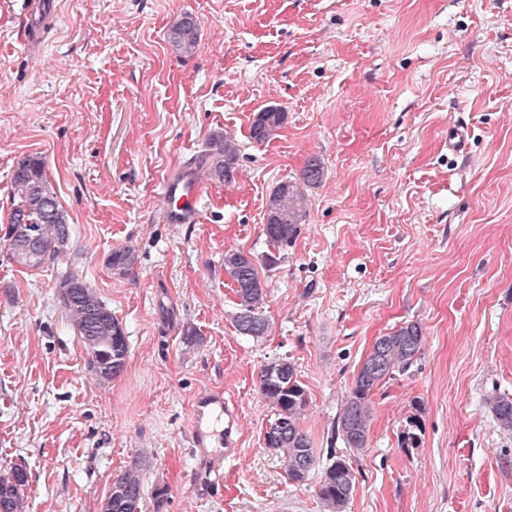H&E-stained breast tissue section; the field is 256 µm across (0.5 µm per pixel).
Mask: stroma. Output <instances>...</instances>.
Masks as SVG:
<instances>
[{
  "mask_svg": "<svg viewBox=\"0 0 512 512\" xmlns=\"http://www.w3.org/2000/svg\"><path fill=\"white\" fill-rule=\"evenodd\" d=\"M24 2L0 0V229L23 154L45 159L73 227L67 258L35 270L0 243V472L25 467L27 512H101L139 461L145 512H323L317 479L289 482L264 443L275 411L258 374L279 359L306 390L319 456L350 458L346 512H512V436L486 404L512 396V0H60L36 52ZM185 14L190 57L166 39ZM268 106L287 118L258 144ZM459 113L462 159L448 152ZM218 130L239 149L233 181L206 180L196 223H161L159 182ZM312 158L324 177L308 215L259 270L256 341L234 326L224 254L263 260L266 199ZM127 246L122 274L107 260ZM70 269L127 336L109 381L56 298ZM408 322L421 352L373 393L367 450L347 452L333 427L360 364ZM212 389L240 419L216 489L190 446L193 402ZM411 416L422 435L407 448ZM167 40L179 56H192L198 47L199 41V28L196 18L190 14L183 15L168 30ZM285 120L286 112L282 107L270 106L262 109L256 113L250 126L251 139L258 144L270 141L282 128ZM469 140L468 126L464 119L451 124L448 135V151L463 156L467 153Z\"/></svg>",
  "mask_w": 512,
  "mask_h": 512,
  "instance_id": "stroma-1",
  "label": "stroma"
}]
</instances>
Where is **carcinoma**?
Instances as JSON below:
<instances>
[{"mask_svg":"<svg viewBox=\"0 0 512 512\" xmlns=\"http://www.w3.org/2000/svg\"><path fill=\"white\" fill-rule=\"evenodd\" d=\"M167 40L181 57L192 56L199 41L198 22L191 14L183 15L167 33ZM286 112L270 106L256 113L250 126V138L262 144L282 128ZM238 160L235 140L216 132L209 136L201 163L208 176L230 182ZM323 178L321 163L308 161L299 179L280 183L266 202L263 234L275 253L264 256L263 264L276 267L280 252L295 239L299 224L309 206V188ZM13 196L17 200L4 238L6 256L13 263L31 269L55 264L65 257L72 244V227L56 192L46 175V162L38 155H23L12 174ZM133 248L114 250L108 265L123 273L135 266ZM224 272L236 285L237 330L254 339L264 337L267 320L261 313L265 296L264 282L251 253L229 250L224 253ZM57 299L77 331L89 356L90 371L101 381H109L124 367L128 354L127 338L119 321L101 300L95 288L82 276L69 272L56 281ZM423 332L415 322L405 323L377 337L363 360L334 426V434L347 448L361 451L367 446L373 419L371 394L385 379L409 368L420 353ZM259 391L275 409V419L264 439L268 448L282 452V466L293 483L302 484L315 469L317 454L301 419L307 406V394L298 380L294 364L286 359L272 361L259 373ZM488 405L497 426L512 435V397L495 394ZM356 480V472L344 457L329 456L322 468L318 497L324 512H345ZM28 475L25 468L14 466L0 473V512H25ZM144 473L136 463L120 472L102 506V512H143Z\"/></svg>","mask_w":512,"mask_h":512,"instance_id":"1","label":"carcinoma"}]
</instances>
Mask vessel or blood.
Instances as JSON below:
<instances>
[{"instance_id":"1","label":"vessel or blood","mask_w":512,"mask_h":512,"mask_svg":"<svg viewBox=\"0 0 512 512\" xmlns=\"http://www.w3.org/2000/svg\"><path fill=\"white\" fill-rule=\"evenodd\" d=\"M58 0H27L24 19L30 36H39L46 24L56 16ZM469 140L465 120L451 124L448 135V150L456 155L467 152ZM203 188L194 169H187L178 175L166 178L160 193L165 200L161 213L167 224H191L197 221L198 204ZM236 412L224 399L221 391L213 390L199 395L193 408L191 444L196 448H211L221 445V453L212 457V464L204 472L205 478L221 481L225 460L235 458L237 442L233 428Z\"/></svg>"}]
</instances>
